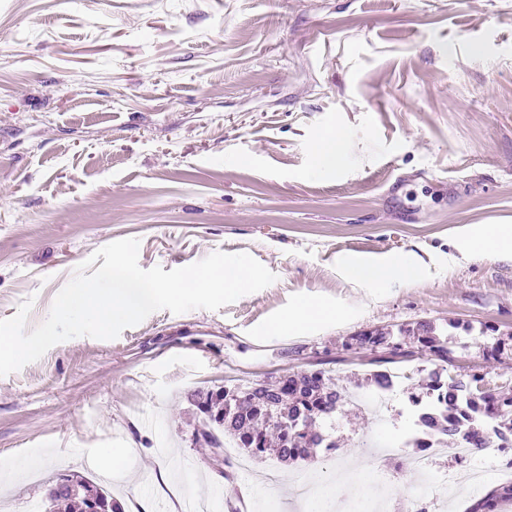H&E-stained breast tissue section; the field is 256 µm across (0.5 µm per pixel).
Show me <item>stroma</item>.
<instances>
[{
  "label": "stroma",
  "instance_id": "35a3bbf8",
  "mask_svg": "<svg viewBox=\"0 0 512 512\" xmlns=\"http://www.w3.org/2000/svg\"><path fill=\"white\" fill-rule=\"evenodd\" d=\"M332 130L348 150L324 169L314 146ZM490 224H512V0H0V320L29 299L35 328L81 263L126 238L144 269L222 251L276 276L1 376L0 469L42 463L0 482V512H43L63 471L111 482L125 512L203 493L214 512H305L307 473L335 486L404 436L434 357L404 363L387 408L323 421L333 447L274 483L237 447L209 466L191 396L315 369L365 388L343 348L364 329L459 322L449 374L512 393V258L462 247ZM390 253L422 280L361 289L337 271ZM304 299L345 314L273 332ZM107 451L124 452L121 474Z\"/></svg>",
  "mask_w": 512,
  "mask_h": 512
}]
</instances>
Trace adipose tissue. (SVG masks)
Instances as JSON below:
<instances>
[{"instance_id": "obj_1", "label": "adipose tissue", "mask_w": 512, "mask_h": 512, "mask_svg": "<svg viewBox=\"0 0 512 512\" xmlns=\"http://www.w3.org/2000/svg\"><path fill=\"white\" fill-rule=\"evenodd\" d=\"M466 249L475 255L512 256V225H483L468 231ZM342 278L365 288H379L394 281L416 282L422 272L404 254H388L376 258H346L339 266Z\"/></svg>"}]
</instances>
